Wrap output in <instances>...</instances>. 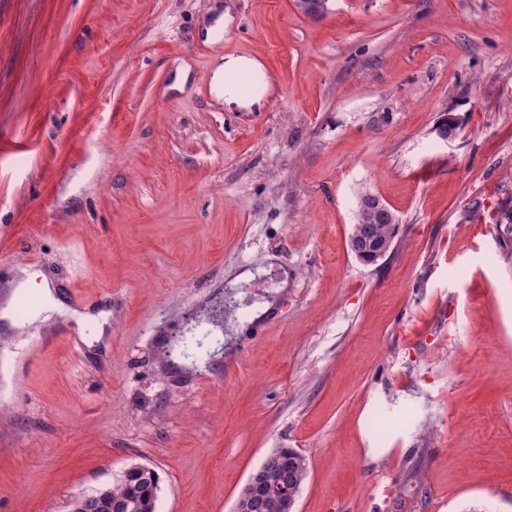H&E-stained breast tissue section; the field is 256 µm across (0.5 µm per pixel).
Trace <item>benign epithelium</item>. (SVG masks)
I'll list each match as a JSON object with an SVG mask.
<instances>
[{"instance_id":"7a95c632","label":"benign epithelium","mask_w":512,"mask_h":512,"mask_svg":"<svg viewBox=\"0 0 512 512\" xmlns=\"http://www.w3.org/2000/svg\"><path fill=\"white\" fill-rule=\"evenodd\" d=\"M349 248L359 258L368 257L374 264L383 259L391 249V242L381 240L372 234V225L356 224L349 237ZM298 488V474L287 458L276 451L265 456L262 463L253 470L240 491L234 512H256L265 500L275 497L280 512H297L296 492L288 487ZM137 505L112 497L111 486H102L90 493L73 499L70 512H135Z\"/></svg>"}]
</instances>
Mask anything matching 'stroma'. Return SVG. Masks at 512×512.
<instances>
[{
  "mask_svg": "<svg viewBox=\"0 0 512 512\" xmlns=\"http://www.w3.org/2000/svg\"><path fill=\"white\" fill-rule=\"evenodd\" d=\"M220 55L260 103L225 104ZM363 187L399 219L370 265ZM505 203L512 0H0V298L25 270L93 315L0 328V512L134 463L156 512H233L276 448L297 512H512ZM198 313L224 356L172 370ZM230 75H238L247 79L260 78L262 84L259 92L253 98L244 100L240 91L226 80L227 76ZM213 79L214 85L218 93L223 96L225 104H236L241 107L259 103L269 86L262 65L256 59L245 56H224L219 59L213 73ZM499 218L494 225L495 236L504 261L512 260V208L503 205L499 211Z\"/></svg>",
  "mask_w": 512,
  "mask_h": 512,
  "instance_id": "1",
  "label": "stroma"
}]
</instances>
